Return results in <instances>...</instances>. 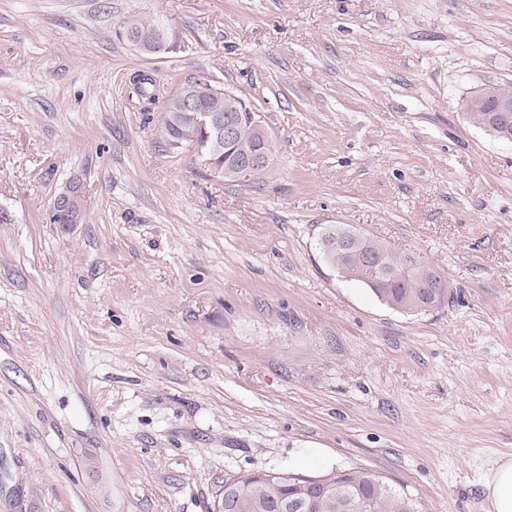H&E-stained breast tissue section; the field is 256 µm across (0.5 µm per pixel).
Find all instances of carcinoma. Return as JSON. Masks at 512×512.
I'll return each mask as SVG.
<instances>
[{"label":"carcinoma","mask_w":512,"mask_h":512,"mask_svg":"<svg viewBox=\"0 0 512 512\" xmlns=\"http://www.w3.org/2000/svg\"><path fill=\"white\" fill-rule=\"evenodd\" d=\"M120 35L135 46L151 45L157 37V24L151 20L131 17L120 25ZM191 94L199 105L214 112H237L247 116L236 140L225 152L212 157L213 165L224 167V161L243 157L258 146L250 124L252 110L239 96L224 97L214 93V84L198 78L191 85ZM167 142L205 141V131L185 112H164L162 119ZM337 228L331 225L318 238V245L330 248L322 254L324 261L342 273L346 280L356 281L384 304L407 313H427L433 307L445 306L435 298L430 284L447 275L437 266L413 253L406 254L374 237L365 236L350 243L349 251L336 250ZM369 255L381 258L380 272L387 278L385 287L374 288L367 281ZM329 483L320 506L313 512H415L414 499L390 486L384 476L367 468L340 469L328 477ZM318 487L311 485L310 474L295 471L286 476L268 477L254 470L235 485H226L217 493L208 512H308L306 499Z\"/></svg>","instance_id":"obj_1"}]
</instances>
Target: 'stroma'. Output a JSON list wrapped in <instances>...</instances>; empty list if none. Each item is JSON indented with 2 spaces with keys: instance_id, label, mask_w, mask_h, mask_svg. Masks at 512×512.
Segmentation results:
<instances>
[{
  "instance_id": "1",
  "label": "stroma",
  "mask_w": 512,
  "mask_h": 512,
  "mask_svg": "<svg viewBox=\"0 0 512 512\" xmlns=\"http://www.w3.org/2000/svg\"><path fill=\"white\" fill-rule=\"evenodd\" d=\"M131 16L168 52L120 37ZM200 76L274 138L249 184L162 135ZM488 84L512 85V0H0V512H206L230 473L354 467L418 512H488L512 143L461 108ZM329 224L439 266L452 299L406 313L342 279ZM74 192L63 196H58L54 200L55 214L53 213V222H59L56 214L67 213L70 218V224H65V227H75L77 224H81V218L83 220V184L75 187Z\"/></svg>"
}]
</instances>
